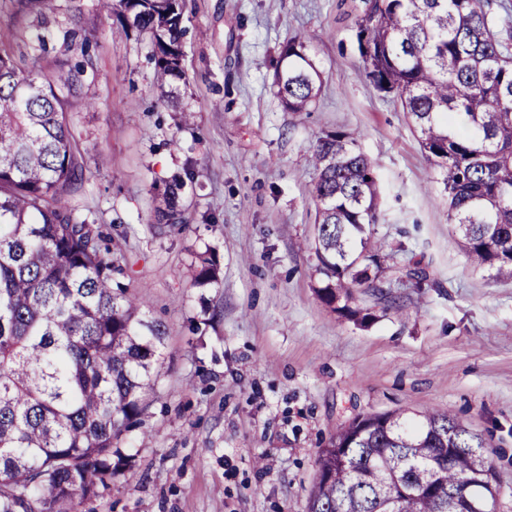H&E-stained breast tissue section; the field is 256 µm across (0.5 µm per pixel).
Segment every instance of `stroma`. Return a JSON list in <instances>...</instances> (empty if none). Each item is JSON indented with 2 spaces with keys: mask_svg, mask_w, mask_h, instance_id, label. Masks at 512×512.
I'll list each match as a JSON object with an SVG mask.
<instances>
[{
  "mask_svg": "<svg viewBox=\"0 0 512 512\" xmlns=\"http://www.w3.org/2000/svg\"><path fill=\"white\" fill-rule=\"evenodd\" d=\"M95 5L53 0L46 15L44 67L79 60L64 39L78 28L97 73L71 110L88 165L70 205L120 248L124 284L167 329L149 407L121 437L132 466L95 512H307L318 450L341 424L430 408L482 434L495 512H512V281L469 264L408 114L365 77L361 0H184L176 109L148 40ZM297 34L322 73L305 112L274 86ZM336 132L357 135L380 189L385 288L349 302L364 323L315 292L311 151ZM178 177L184 223H156L153 193ZM207 250L221 287L192 283Z\"/></svg>",
  "mask_w": 512,
  "mask_h": 512,
  "instance_id": "stroma-1",
  "label": "stroma"
}]
</instances>
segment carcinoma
<instances>
[{
	"label": "carcinoma",
	"instance_id": "1",
	"mask_svg": "<svg viewBox=\"0 0 512 512\" xmlns=\"http://www.w3.org/2000/svg\"><path fill=\"white\" fill-rule=\"evenodd\" d=\"M15 28L0 29V512H69L92 503L129 465L122 434L136 428L154 391L166 331L144 302L113 287L123 273L112 239L66 199L86 168L68 108L86 96L82 63L45 72L40 51L51 0H13ZM123 33L148 36L163 101L178 106L183 79L179 0H96ZM32 33L30 64L12 54ZM363 70L394 95L442 177L448 220L468 259L512 278V50L490 0H373L356 19ZM290 112H307L321 72L305 40H288L275 75ZM317 180L316 293L334 312L352 289L384 288L379 185L358 139L336 132L312 150ZM174 183L155 218L179 224ZM193 284L218 287V264L196 256ZM482 435L439 410L363 413L318 451L307 512H449L469 487L491 512L496 471Z\"/></svg>",
	"mask_w": 512,
	"mask_h": 512
}]
</instances>
